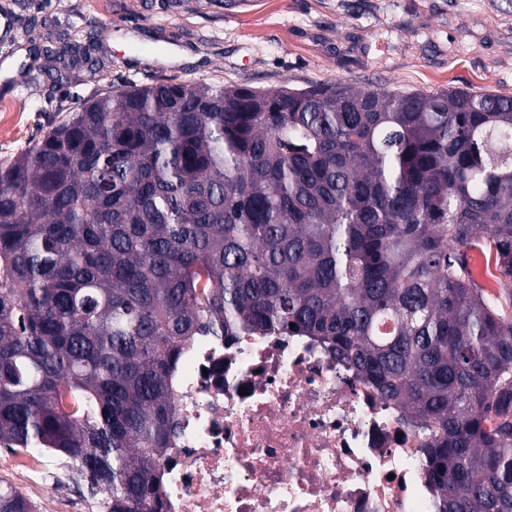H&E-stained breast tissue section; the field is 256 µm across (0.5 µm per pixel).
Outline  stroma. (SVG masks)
<instances>
[{"instance_id": "1", "label": "stroma", "mask_w": 512, "mask_h": 512, "mask_svg": "<svg viewBox=\"0 0 512 512\" xmlns=\"http://www.w3.org/2000/svg\"><path fill=\"white\" fill-rule=\"evenodd\" d=\"M0 162L116 85L350 82L512 96V0H0ZM91 48L57 82L44 46ZM35 512H83L86 488L29 492Z\"/></svg>"}]
</instances>
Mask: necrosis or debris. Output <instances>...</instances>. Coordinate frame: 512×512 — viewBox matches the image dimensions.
<instances>
[{"mask_svg": "<svg viewBox=\"0 0 512 512\" xmlns=\"http://www.w3.org/2000/svg\"><path fill=\"white\" fill-rule=\"evenodd\" d=\"M163 512H439L434 431L312 336H196L172 379Z\"/></svg>", "mask_w": 512, "mask_h": 512, "instance_id": "necrosis-or-debris-1", "label": "necrosis or debris"}]
</instances>
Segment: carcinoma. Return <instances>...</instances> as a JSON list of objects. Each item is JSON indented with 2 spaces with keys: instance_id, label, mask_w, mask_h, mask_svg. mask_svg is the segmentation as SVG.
I'll return each mask as SVG.
<instances>
[{
  "instance_id": "carcinoma-1",
  "label": "carcinoma",
  "mask_w": 512,
  "mask_h": 512,
  "mask_svg": "<svg viewBox=\"0 0 512 512\" xmlns=\"http://www.w3.org/2000/svg\"><path fill=\"white\" fill-rule=\"evenodd\" d=\"M49 58L62 79L89 54ZM205 330L327 343L435 428L440 512H512V97L170 78L0 164V447L162 512L170 381ZM0 512L34 510L0 483ZM467 257L469 260V266L477 283L490 295L498 294L499 288L495 279L487 272L488 270L486 268L485 258L477 251L470 250H467Z\"/></svg>"
}]
</instances>
